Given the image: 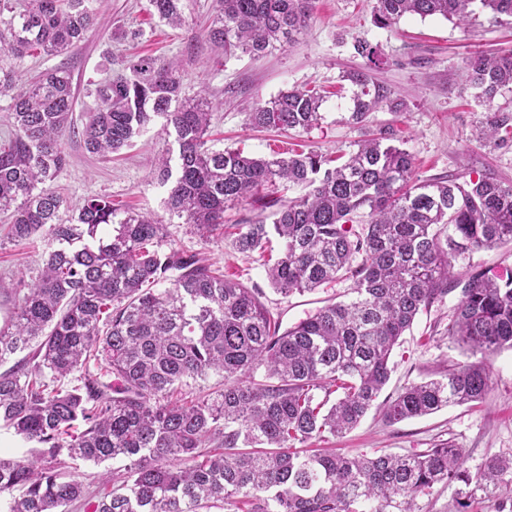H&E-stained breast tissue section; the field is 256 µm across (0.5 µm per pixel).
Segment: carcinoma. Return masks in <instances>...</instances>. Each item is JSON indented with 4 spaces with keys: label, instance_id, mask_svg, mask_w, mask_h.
Returning a JSON list of instances; mask_svg holds the SVG:
<instances>
[{
    "label": "carcinoma",
    "instance_id": "cac0c4a2",
    "mask_svg": "<svg viewBox=\"0 0 512 512\" xmlns=\"http://www.w3.org/2000/svg\"><path fill=\"white\" fill-rule=\"evenodd\" d=\"M314 0H214L210 43L260 58L296 41ZM157 17L185 23L183 0H149ZM512 19V0H375L373 23L407 15L442 16L465 28L477 12ZM91 0H0V49L14 61L58 55L95 28ZM366 64L343 79L355 87L350 120L367 127L390 99L371 70L377 45L357 41ZM132 76L95 89L83 129L85 149L102 157L129 146L157 119L174 135L158 158L165 207L202 239L224 233V210H272L270 224L235 225L241 253L263 252L271 234L282 249L267 279L290 296L345 276L346 301L329 303L280 330L249 288L199 252L174 243L170 225L90 197L76 217L61 216L52 183L63 169L74 92L52 69L32 84L0 65L9 128L0 133V212L7 237L41 234L56 248L28 281L0 283L12 304L0 327V424L40 447L30 458L0 455V512H416L442 484L462 482L454 512L479 492L512 512V458L486 457L476 474L451 442L404 455L348 457L305 449L356 428L390 379V357L420 313L461 289L446 331L471 354L512 349V269L455 277L474 250L512 243V182L480 175L422 179L394 134L379 131L344 161L310 151L265 157L215 147L212 106L183 93L180 64L140 58ZM466 81L492 103L512 86V54L476 52ZM324 95L292 87L248 108L250 125L296 134L324 119ZM512 111L488 108L482 141H506ZM300 190L292 198L279 187ZM215 374L221 387L193 394ZM484 361L448 370L384 403L388 422L481 401L491 387ZM123 463L112 492L96 496L79 461Z\"/></svg>",
    "mask_w": 512,
    "mask_h": 512
}]
</instances>
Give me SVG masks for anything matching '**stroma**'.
<instances>
[{
  "label": "stroma",
  "mask_w": 512,
  "mask_h": 512,
  "mask_svg": "<svg viewBox=\"0 0 512 512\" xmlns=\"http://www.w3.org/2000/svg\"><path fill=\"white\" fill-rule=\"evenodd\" d=\"M373 3L315 0L305 33L295 43L255 60L246 55L225 57L208 41L211 0H185V23L180 27L153 17L148 0H94L98 24L78 50L28 57L21 63L28 82L55 68L65 69L71 78L72 131L64 140L66 163L54 189L72 210L89 197L102 196L117 208L166 218L167 187L155 174L156 158L165 147L160 124L148 126L130 147L108 160L87 152L80 136L87 112L97 106L96 83L123 72L127 62L147 56L180 62L185 93L204 92L213 106L212 127L222 147H241L265 156L291 149L332 156L352 152L363 134L348 121L352 89L343 86L341 77L363 64L353 49L358 38L380 46L388 58L374 76L390 89L391 101L373 112L371 126L393 128L404 139L421 178L449 176L462 182L484 174L512 181V140L494 146L474 138L488 107L512 109V91L502 90L492 104H484L464 73L465 61L474 52L512 51V23L492 25L481 15L465 29L440 16H406L393 28L380 29L372 22ZM302 86L327 92L319 127L298 137L248 125L246 105ZM171 230L178 245L202 252L230 278L257 289L260 301L284 328L314 313L327 300L340 298L352 286L351 281L341 280L313 293L284 296L268 283L267 254L239 253L230 235L203 240L178 223ZM6 233L7 218L0 215V280L12 282L22 271L36 275L51 248L48 238L39 235L16 244ZM459 297V292H451L430 312L418 315L394 352L395 367L382 398L396 396L409 384L441 377L449 368L469 361V354L446 333ZM486 362L492 369V384L481 403L450 405L394 424L386 421L377 405L355 429L331 440V447L348 455L377 451L402 455L450 440L466 449L465 467L472 473L487 456H511L512 350L502 349Z\"/></svg>",
  "instance_id": "1"
}]
</instances>
